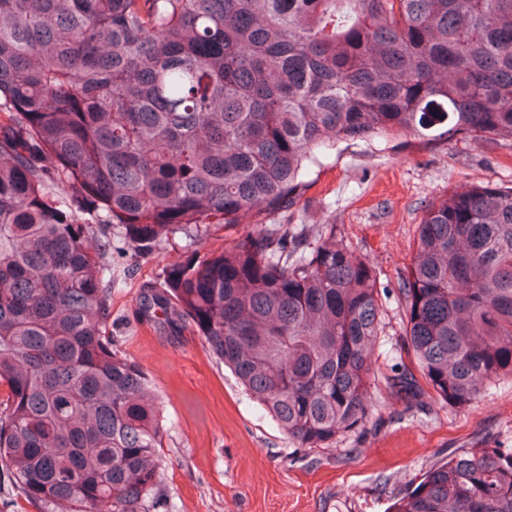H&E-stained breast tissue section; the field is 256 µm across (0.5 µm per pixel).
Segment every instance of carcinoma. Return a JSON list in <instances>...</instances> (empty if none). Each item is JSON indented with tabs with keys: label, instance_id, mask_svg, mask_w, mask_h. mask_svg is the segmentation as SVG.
Masks as SVG:
<instances>
[{
	"label": "carcinoma",
	"instance_id": "1",
	"mask_svg": "<svg viewBox=\"0 0 512 512\" xmlns=\"http://www.w3.org/2000/svg\"><path fill=\"white\" fill-rule=\"evenodd\" d=\"M512 142V0H0V472L46 512H162L163 425L109 333L112 226L147 251L301 196L339 143ZM414 369L468 406L512 377V187L433 202L399 288ZM302 448L362 430L384 338L369 261L258 230L142 285ZM395 512H512V448Z\"/></svg>",
	"mask_w": 512,
	"mask_h": 512
}]
</instances>
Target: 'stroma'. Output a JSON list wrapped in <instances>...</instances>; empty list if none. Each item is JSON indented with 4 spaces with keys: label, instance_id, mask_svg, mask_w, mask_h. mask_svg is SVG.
I'll return each instance as SVG.
<instances>
[{
    "label": "stroma",
    "instance_id": "obj_1",
    "mask_svg": "<svg viewBox=\"0 0 512 512\" xmlns=\"http://www.w3.org/2000/svg\"><path fill=\"white\" fill-rule=\"evenodd\" d=\"M290 207L264 217V231L316 243L322 225L373 266L385 311L382 374L406 355L400 279L426 207L470 184L512 186V143L426 142L405 133L340 145ZM252 224L211 226L202 244L176 233L134 254L120 227L101 259L112 272L115 349L138 362L163 416L166 512H389L429 469L476 448L512 447V378L473 404L435 395L407 409L384 385L373 389L362 432L337 448L309 449L263 415L231 371L190 332L169 335L138 313L139 287L192 251L252 233Z\"/></svg>",
    "mask_w": 512,
    "mask_h": 512
}]
</instances>
